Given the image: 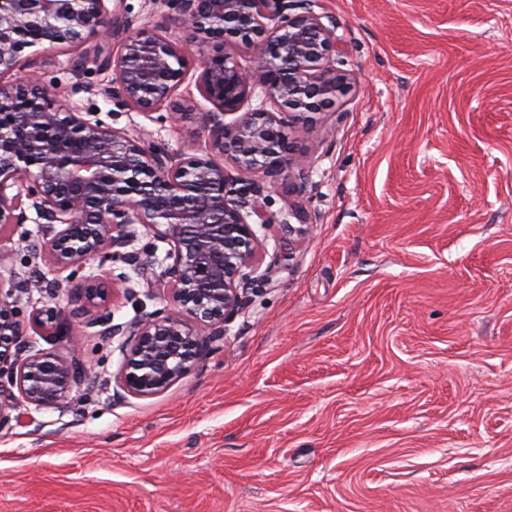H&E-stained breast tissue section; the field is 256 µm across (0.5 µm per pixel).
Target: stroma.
Masks as SVG:
<instances>
[{
    "instance_id": "35a3bbf8",
    "label": "stroma",
    "mask_w": 512,
    "mask_h": 512,
    "mask_svg": "<svg viewBox=\"0 0 512 512\" xmlns=\"http://www.w3.org/2000/svg\"><path fill=\"white\" fill-rule=\"evenodd\" d=\"M352 78L290 136L305 191L272 192L305 230L202 366L116 401L122 337L92 332L98 376L63 408L0 427V512H512V0H321ZM138 26L174 0H124ZM79 48L40 47L24 74L82 112L204 155L199 123L150 121L110 95ZM37 217L0 244L51 283ZM115 322L167 308L134 278Z\"/></svg>"
}]
</instances>
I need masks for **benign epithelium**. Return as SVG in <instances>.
<instances>
[{
  "label": "benign epithelium",
  "instance_id": "obj_1",
  "mask_svg": "<svg viewBox=\"0 0 512 512\" xmlns=\"http://www.w3.org/2000/svg\"><path fill=\"white\" fill-rule=\"evenodd\" d=\"M122 2L0 0V77L22 67L28 48L68 43L88 58L99 55V42L118 38L119 54L102 62L112 70V97L151 121L166 104L161 121L200 120L210 152L176 155L164 143L147 144L31 80L0 89V127L9 128L0 132V243L34 209L44 220L43 258L71 283V309L40 308L28 325L17 293L33 284L0 293V427L19 420L24 405L66 406L93 378L79 357L76 324L126 337L119 399L161 394L203 365L266 281L253 220L281 251L291 255L299 244L293 209L279 217L266 211L267 190L284 180L302 185L311 167L286 128L334 105L351 76L336 19L316 11L319 0H178L185 33L178 42L163 27L134 26ZM194 47L210 49L196 79L213 105L207 112L177 97ZM253 48L251 66H240L237 54ZM256 93L260 104L244 110ZM137 224L169 246L164 257L155 245L146 259L127 251ZM94 256L144 271L160 266L170 306L113 323L107 303L118 285L83 274ZM30 330L48 344L68 342L70 355L36 348Z\"/></svg>",
  "mask_w": 512,
  "mask_h": 512
}]
</instances>
